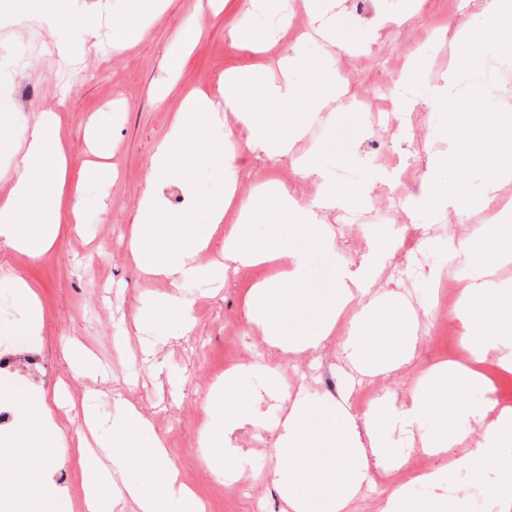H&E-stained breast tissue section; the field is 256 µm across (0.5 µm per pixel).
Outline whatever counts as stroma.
<instances>
[{
    "label": "stroma",
    "instance_id": "stroma-1",
    "mask_svg": "<svg viewBox=\"0 0 512 512\" xmlns=\"http://www.w3.org/2000/svg\"><path fill=\"white\" fill-rule=\"evenodd\" d=\"M196 0H165L143 32L130 35L122 47L112 41L113 29L122 27L133 8L132 0H68V23L52 26L41 14L24 8L22 0H0V100L11 111L16 135H23L32 113L51 110L64 131L71 180H82L81 167L91 159L95 130L109 136L111 162L117 171L112 185L84 182L87 197H101L104 207L84 209L77 224H63L54 248L39 258L0 245V270L14 272L37 287L43 309V348L39 354H21L20 333L27 318L24 306L9 286L0 287V359L23 383L40 387L54 399L65 387L74 407L69 416L75 430H84L85 414L97 421V435L108 439L116 414L115 397L134 402L163 437L179 469V481L193 488L207 504V512H280L281 501L265 476L272 465L267 438L240 434L242 447L251 451L246 471L235 481L217 483L203 459L204 447L224 445L223 429L208 439L200 430L209 418L206 397L225 369L266 353L260 337L248 334L243 305L248 289L272 275L259 265L235 269L221 291L202 279L176 288L167 280L145 281L130 250L138 200L147 185L156 143L168 131L185 95L197 91L218 98L224 93V73L264 60L276 66L281 55L297 56L291 71L294 83L323 96L316 73L326 67L329 49L321 39H305L306 12H298L292 26L282 29L281 15L288 0L270 9L265 0H227L222 11L196 10ZM458 0H347L336 38L340 44L338 71L356 91L357 103L336 104L338 131L327 139L323 130L297 143L298 152L319 151L322 165L339 191H366L361 212L367 220L347 225L336 235L335 259L359 263L369 234H378L384 269L375 289L381 295L406 297L420 314L421 339L412 362L386 375L369 377L353 366L357 338L349 334L346 319H339L335 339L301 356L285 355L280 373L290 391H305L320 401L334 389L360 384L377 393L404 395L418 391L434 364L459 358L455 309L459 297L449 288H463L467 272L448 259L449 237L461 236L467 223H481L482 215L462 222L455 211L429 215L410 211L407 196L427 168L432 152L448 147L482 107L501 109L499 98L485 97L496 89V66L512 69V53L484 46L461 71L453 90L463 107L454 126L428 99V88L448 74V45L431 40L460 20ZM84 12H98L102 25L96 38L84 39L72 23ZM405 15L402 25L375 29L379 15ZM246 24L257 38L274 39L264 55L231 42L229 32ZM68 42L75 55L66 60L57 53ZM427 59L425 84L413 88L419 104L400 114L387 106L399 79L415 54ZM234 160L224 175H216L207 147L196 149L192 189L202 199L223 195L235 185L245 195L262 185L269 193L288 189L301 194L312 183L301 178L289 163H271L249 150L244 129L224 132ZM351 147L359 156L352 166L340 165L337 149ZM419 254L422 264L411 288L395 284L387 271L401 259ZM167 293L191 309L193 326L183 333L171 323L134 319ZM438 316L429 319V308ZM83 349L104 367L103 379L83 376L71 358ZM434 425L425 417L417 433L388 431L382 444L405 459L383 479L362 489L350 512H380L389 491L404 489L418 512H450L451 502L462 498L465 512H497L490 488L497 478L486 468L481 480L468 473L454 474L447 486L410 484L418 464L441 466L439 457L423 452L421 439Z\"/></svg>",
    "mask_w": 512,
    "mask_h": 512
}]
</instances>
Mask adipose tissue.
Returning <instances> with one entry per match:
<instances>
[{
    "label": "adipose tissue",
    "mask_w": 512,
    "mask_h": 512,
    "mask_svg": "<svg viewBox=\"0 0 512 512\" xmlns=\"http://www.w3.org/2000/svg\"><path fill=\"white\" fill-rule=\"evenodd\" d=\"M462 20L448 35L449 75H456L467 62L468 48L484 42L512 50V0H480L470 9L461 0ZM296 64L294 57L278 60L280 79L267 77L265 68L249 67L224 77V96L215 101L202 94L187 95L166 135L156 144L150 176L137 208V222L131 249L144 278L161 276L173 286L208 279L220 282L225 268L281 262L277 276L250 288L244 302L248 332L262 337L269 357L237 365L225 372L206 398L211 423L223 428V448H208L204 459L217 482L235 480L239 468L249 460L248 449L233 444L241 430L265 433L270 437L274 466L266 480L278 492L281 512H346L363 484L373 482L377 470L400 466L389 457L379 436L388 429L411 431L423 417L437 413L444 417L442 427L431 430L423 441L426 453L444 459V466L423 474V481L440 484L451 472H480L495 465L499 481L492 497L499 512H512V406L502 404L492 380L478 366L489 354H496L503 369L512 371V320L490 312L491 304H512V282L496 279L492 270L474 261L467 248L468 238H483L498 250L512 249V204L504 205L492 224H473L467 238H449L448 257L460 260L468 270L461 290L463 305L456 312L458 335L468 354V364H443L431 373L426 392L412 393L405 402L384 394L368 415L352 413L347 403L325 395L320 406H313L304 391L283 389L271 356L303 353L318 349L336 333L331 312L350 302L360 307L352 314L350 329L369 338L361 353L352 359L361 374L375 376L400 369L409 363L419 343L420 322L416 313L401 299L373 296L381 272L377 243H369L359 265H339L334 260V241L317 240L330 270L327 278L315 280L307 253L294 244L281 225H274L268 239L251 232L252 224L281 212L296 217L301 227L323 225L322 213L330 208H353L367 197L356 192L338 194L319 158L300 155L296 143L309 127L330 125L333 96L349 95L348 84L336 69H322L320 84L332 90V97L310 98L308 92L288 76ZM304 113V124L290 126L277 122L281 107ZM501 113H479L465 131L460 143L431 154L427 171L408 196L412 209L436 214L454 209L470 216L482 211L494 198L499 184L512 181V163L491 172L484 198L467 199L463 179L445 183L438 175L477 163L472 147L481 144L483 153L508 154L512 144L493 134ZM241 126L248 134L250 149L274 163L289 162L317 185L314 198L302 200L288 191L276 195L262 188L252 191L239 203L237 223L225 224L228 201L218 197L197 203L190 201L171 208L164 190L172 180L171 159L181 155L183 179L192 177V156L200 142H208L214 167L224 171L231 160L223 142L213 141L219 125ZM15 161L0 174L9 185L0 197V243L31 257L48 251L55 243L64 211L79 213L85 205L81 186H68V157L63 147L56 113H34L21 142L16 143ZM209 212V221L195 223L197 206ZM168 226L177 236L175 244L156 250L160 226ZM224 231V259L211 266L199 263L216 229ZM27 310L24 350L36 353L42 344L43 314L32 285L14 275L8 280ZM314 302L323 319L309 324L304 302ZM264 373L281 407L270 414L262 411L258 399L242 392L239 382L249 373ZM479 391V402L449 407L448 390ZM0 402L13 412L10 427L0 432V447L10 450L14 479L0 482V501L9 512H55L66 490L55 475L59 469L77 466L85 490L84 512H112L116 501H123L136 512H202L203 505L187 487L178 483L179 471L163 440L150 434L151 423L131 402L116 404L112 439L106 455L89 448L84 437L73 436L68 423L47 402L43 392L23 383H0ZM134 432L143 433L138 448L126 450L122 444ZM131 469L142 474L140 482L123 484Z\"/></svg>",
    "instance_id": "1"
}]
</instances>
